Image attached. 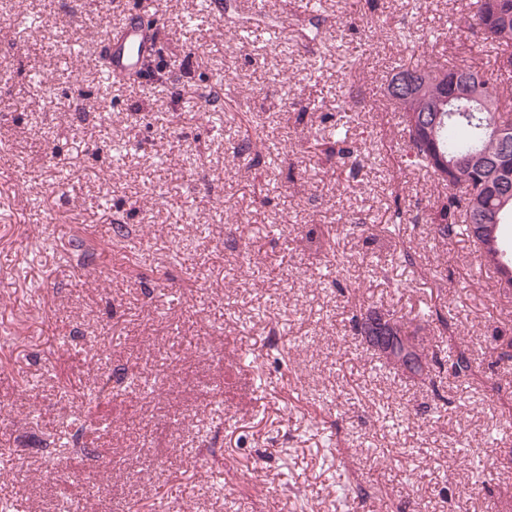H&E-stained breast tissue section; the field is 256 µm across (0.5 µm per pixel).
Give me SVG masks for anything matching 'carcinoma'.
<instances>
[{"mask_svg":"<svg viewBox=\"0 0 512 512\" xmlns=\"http://www.w3.org/2000/svg\"><path fill=\"white\" fill-rule=\"evenodd\" d=\"M453 24L475 43H494L498 71L512 76V68L504 66V62H512V0H471L469 10L455 16ZM401 76L418 80L416 85L397 94L388 93L402 112L408 144L401 148L388 146L385 158L391 163L404 159L432 169L445 190L432 218L438 236L448 239L464 234L489 263L501 266L504 246H512V180L491 191L479 190L469 175L454 182L443 179L436 160L442 157L464 163L469 156L485 151L493 157L501 156L490 126L500 121L512 122V103L483 75L461 64L439 69L401 66L390 81ZM450 92L455 94L451 105ZM345 144L346 133L340 130L324 149L326 159L351 154ZM417 317L448 329V319L439 302L417 313ZM353 327L373 348L395 357L393 361L387 360L393 368L424 384L436 385L444 363L437 355L428 353L423 339L405 323H384L378 311L368 309L353 315Z\"/></svg>","mask_w":512,"mask_h":512,"instance_id":"1","label":"carcinoma"}]
</instances>
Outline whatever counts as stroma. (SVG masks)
<instances>
[{
	"label": "stroma",
	"mask_w": 512,
	"mask_h": 512,
	"mask_svg": "<svg viewBox=\"0 0 512 512\" xmlns=\"http://www.w3.org/2000/svg\"><path fill=\"white\" fill-rule=\"evenodd\" d=\"M139 2L0 0V489L23 485L21 512H336L346 482L371 492L349 512H512V358L490 348L512 294L469 238L435 236V179L376 148L402 135L393 66L491 74L493 44L456 53L470 0H322L319 24L309 0L200 19L156 0L147 90L100 77L101 38ZM216 85L220 130L192 107ZM340 117L354 166L320 159ZM312 228L343 269L305 249ZM437 299L451 334H419L444 363L465 353L468 379L413 381L351 328L356 309L407 321Z\"/></svg>",
	"instance_id": "obj_1"
}]
</instances>
